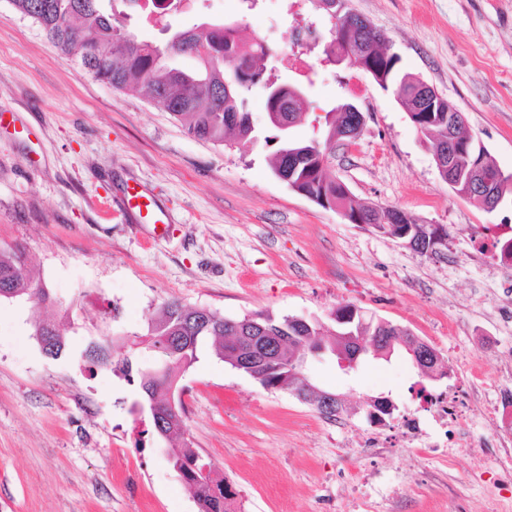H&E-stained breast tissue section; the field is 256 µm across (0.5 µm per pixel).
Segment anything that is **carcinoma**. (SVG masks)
<instances>
[{"mask_svg": "<svg viewBox=\"0 0 512 512\" xmlns=\"http://www.w3.org/2000/svg\"><path fill=\"white\" fill-rule=\"evenodd\" d=\"M23 16L32 19L45 37L63 54L72 56L84 74L109 84L116 90L129 88L145 92L156 107L182 121L192 136L213 143L245 147L257 140L251 115L246 111V94L257 84H272L280 88L281 96H266L267 111L276 117L299 121L308 108L305 89L301 96H290L288 83L272 80L267 75L266 52L255 50L254 55L241 53L237 28L205 25L180 31L177 41L167 39L160 45L140 40L135 32L125 26L112 25L113 0H9ZM344 0H319V7L332 19L330 41L333 48L324 50L325 60L341 53L349 56L358 67L369 73L383 89L395 88L399 103L411 112V120L418 132L429 142L433 155L440 154V136L448 128V112L455 110L450 102L442 104L439 112H426L424 117L414 111L415 98L422 80L399 69L400 57L391 51L384 32L367 27L359 15L343 9ZM191 56L198 60L199 68L185 72L168 63V60ZM349 113L331 110L325 116L323 139L308 141L293 137L281 143L271 158L274 173L298 194L311 196L320 206L337 208L351 215L357 214L366 224L404 238L414 236L410 228L421 231L423 253L430 247L429 235L423 225L397 224L392 221L394 208L376 209L352 195L347 187L327 173L332 145L336 139L346 138ZM462 156L458 157L457 193L478 205L487 200L471 187L473 172L488 175L496 173L498 163L490 152L475 142L469 129L456 128ZM27 299L46 301L48 293L35 286L22 260L13 250H0V300ZM191 312L173 301L166 304L156 318L151 320L147 333L139 336L140 342L154 351L157 367L140 371L139 388L149 410L169 417L166 438L178 439L181 446L172 455L173 467L180 472L185 484L192 491L199 512H230L233 493L224 481H215L202 474L206 461L197 458L185 437L182 409L171 413L168 399L160 392L168 390L178 376L184 374L198 359L199 345L213 340L215 355L222 361L236 366L240 362V337L248 335L252 323L264 327L266 336H284L283 344L276 346L278 369L265 365L252 368V378L260 385L270 384L275 390L296 389L292 359L297 347L306 345L322 353L349 351V343L342 336L360 335L384 330L392 336L400 329L390 324L382 325L365 317L360 310L350 313L347 322L339 324L340 330L330 331L322 323L308 322L298 329L290 318H278L269 313H259L253 318L236 321L212 311L204 323L190 320ZM52 331L54 343L46 350L50 357L61 356L67 347L65 332L58 326L50 329L44 322L34 326V336ZM85 360L96 366L111 363L110 346L90 343L83 352Z\"/></svg>", "mask_w": 512, "mask_h": 512, "instance_id": "obj_1", "label": "carcinoma"}]
</instances>
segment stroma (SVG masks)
Masks as SVG:
<instances>
[{"label": "stroma", "mask_w": 512, "mask_h": 512, "mask_svg": "<svg viewBox=\"0 0 512 512\" xmlns=\"http://www.w3.org/2000/svg\"><path fill=\"white\" fill-rule=\"evenodd\" d=\"M189 0L173 28L237 22L251 51L277 7L270 0ZM385 31L403 71L432 85L512 174V0H347ZM312 77L287 56L278 74L306 86L297 137L342 99L366 117L329 171L358 198L448 230L434 255L368 224H353L279 179L273 142L246 148L190 136L139 91L83 76L40 27L0 0V248H20L51 300L0 302V512H198L169 461V444L136 415L137 383L85 366L92 341L143 333L167 302L229 319L258 312L331 323L336 307L410 330L430 343L463 401L512 389V306L502 274L477 261L482 245L512 238V204L485 210L453 192L394 93L357 67L304 46ZM164 212L151 224L125 211L128 189ZM63 326L71 343L43 353L32 323ZM307 371L342 394L343 427L285 391L263 388L202 348L183 375L187 436L235 494V512H512V460L497 447L512 427L471 416L478 456L447 460L420 444L368 448L366 402L414 412L417 369L402 354L365 360L356 376L336 358Z\"/></svg>", "instance_id": "35a3bbf8"}]
</instances>
